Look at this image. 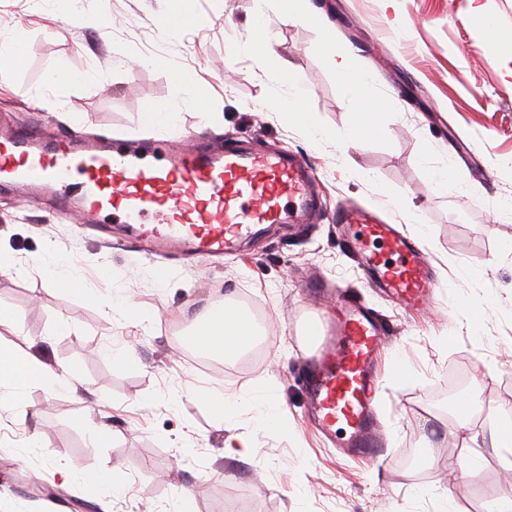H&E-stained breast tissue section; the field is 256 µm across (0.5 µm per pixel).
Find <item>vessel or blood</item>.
Masks as SVG:
<instances>
[{"label":"vessel or blood","mask_w":512,"mask_h":512,"mask_svg":"<svg viewBox=\"0 0 512 512\" xmlns=\"http://www.w3.org/2000/svg\"><path fill=\"white\" fill-rule=\"evenodd\" d=\"M81 177L78 198L64 195ZM0 182L52 194L61 213L80 208L97 223L129 225L163 255H221L264 224H306L320 207L315 174L294 154L169 149L166 138L110 146L67 139L44 144L21 130L0 133ZM366 274L412 311L425 309L437 286L417 243L375 211L336 209ZM342 317L318 366L302 376L318 431L347 455L376 460L378 359L389 343L382 325L356 301L340 297Z\"/></svg>","instance_id":"vessel-or-blood-1"}]
</instances>
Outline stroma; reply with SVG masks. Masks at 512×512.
Masks as SVG:
<instances>
[{"label":"stroma","instance_id":"obj_1","mask_svg":"<svg viewBox=\"0 0 512 512\" xmlns=\"http://www.w3.org/2000/svg\"><path fill=\"white\" fill-rule=\"evenodd\" d=\"M344 49L390 94L398 113L385 127L390 146L356 143L347 158L332 144L315 145L265 108L268 75L248 56L227 55L246 43L260 11L256 0H0V37L23 35L19 65L0 71V130L30 127L46 140L80 131L109 140L150 136L143 112L178 106L180 129L212 142L239 141L304 157L317 171L324 208L313 223L262 227L240 251L203 259L162 258L146 242L102 240L80 212L60 218L50 198L0 191V311L13 330L0 343L32 348L51 367L77 369V389L30 391L21 405H0V512H72L39 496L43 486L85 500L79 483L64 486L58 469L108 473L87 512H170L176 490L191 512H436L441 493L456 512H485L504 488V455L489 447L486 426L454 411L438 412L441 390L512 403V223L500 221L512 200V0H314ZM482 7L496 21L501 49L486 45L474 18ZM180 9L209 16L207 28H186L177 50L158 35L159 16ZM110 27L96 24L100 12ZM275 46L297 75L314 112L330 128L350 110L315 55L318 34L284 25ZM174 52L194 91L180 89L169 69L149 57ZM72 81L58 107L46 76ZM200 92L201 104L192 101ZM447 166L451 192L435 191L430 170ZM392 209L403 233L425 229L443 284L425 311L411 313L371 287L352 260L335 219L337 203ZM73 261L85 291H114L137 304L139 325L124 324L101 304L59 288L39 265L47 245ZM169 269L161 288L149 269ZM372 308L392 333L391 350L406 364H386L379 420L387 446L377 462H360L325 446L307 420L308 398L296 374L318 355L339 316L336 288ZM248 293L265 311L256 355L200 364L181 338L189 314L208 302ZM491 294L473 323L457 321L459 294ZM130 347L113 362V350ZM223 391L233 424L190 394ZM174 390L187 397L175 403ZM276 391L287 430L259 431V395ZM109 430L93 446L90 425ZM236 434L253 444L248 460L224 455ZM481 451L476 477L466 473L469 449Z\"/></svg>","mask_w":512,"mask_h":512}]
</instances>
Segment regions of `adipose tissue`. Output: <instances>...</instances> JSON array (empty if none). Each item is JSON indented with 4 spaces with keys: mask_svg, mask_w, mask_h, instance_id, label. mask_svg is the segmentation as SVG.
Returning <instances> with one entry per match:
<instances>
[{
    "mask_svg": "<svg viewBox=\"0 0 512 512\" xmlns=\"http://www.w3.org/2000/svg\"><path fill=\"white\" fill-rule=\"evenodd\" d=\"M256 336L252 319L234 300L228 299L211 304L195 318L192 330L183 336L182 342L193 351L226 360L250 350ZM75 377L74 368L56 372L36 355L0 347V390L14 398H22L34 387L54 391L72 389Z\"/></svg>",
    "mask_w": 512,
    "mask_h": 512,
    "instance_id": "1",
    "label": "adipose tissue"
}]
</instances>
